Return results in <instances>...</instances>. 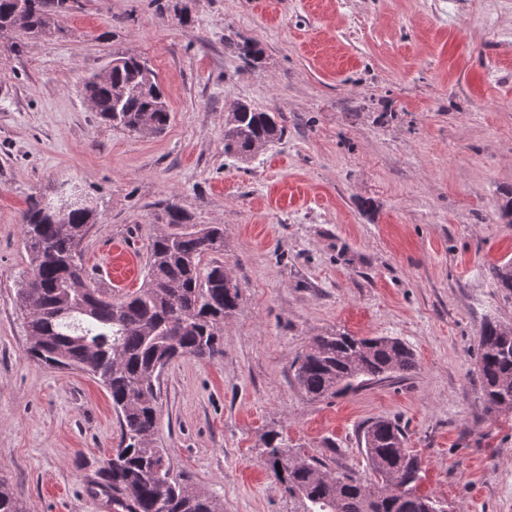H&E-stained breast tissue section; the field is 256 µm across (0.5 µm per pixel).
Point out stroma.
I'll use <instances>...</instances> for the list:
<instances>
[{"instance_id": "obj_1", "label": "stroma", "mask_w": 512, "mask_h": 512, "mask_svg": "<svg viewBox=\"0 0 512 512\" xmlns=\"http://www.w3.org/2000/svg\"><path fill=\"white\" fill-rule=\"evenodd\" d=\"M80 2L23 52L0 32V474L26 512H113L96 483L120 440L112 399L29 357L17 296L22 214L72 186L98 215L83 263L111 265L116 301L141 286L152 238L181 232L169 204L224 227L242 291L224 356L161 376L154 439L190 488L224 512H304L265 433L368 480L362 429L391 418L445 512H512V410L487 411L475 365L484 324L512 327L488 273L512 259V0ZM121 55L157 73L162 134L106 125L79 95ZM236 103L286 127L247 162L224 152ZM338 330L398 339L418 368L310 399L292 362Z\"/></svg>"}]
</instances>
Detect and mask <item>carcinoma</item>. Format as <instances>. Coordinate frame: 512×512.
<instances>
[{"mask_svg":"<svg viewBox=\"0 0 512 512\" xmlns=\"http://www.w3.org/2000/svg\"><path fill=\"white\" fill-rule=\"evenodd\" d=\"M70 0H0V31L13 30L20 52L38 33L49 39L62 32ZM92 111L114 127L138 131L148 121L160 133L171 113L154 70L142 72L140 58L128 56L103 83L87 82ZM285 126L273 112L233 106L224 122V153L241 160L261 141H280ZM59 200L36 198L22 214L28 267L17 294L25 314L32 357L52 368L76 369L106 389L120 423V443L112 468L97 471V485L112 493L116 512H220L215 499L191 489L173 474L165 449L157 447L159 377L173 359L210 361L224 356V319L239 307L238 284L225 281L224 262L202 265L224 253V225L193 224L179 233H161L150 244L147 281L119 301L103 295L85 275L80 245L96 222L93 210L74 204L58 212ZM496 287L512 293V259L489 268ZM294 379L312 399L353 391L378 378L404 377L418 368L402 342L346 332L314 336L293 362ZM481 395L491 412L512 410V328L487 323L476 355ZM406 435L391 419L371 422L362 444L381 486L372 487L352 471L321 469L316 459L293 462L288 440L271 431L264 452L273 477L306 512H440L441 505L418 492V457L400 454ZM0 512H25L8 480L0 476Z\"/></svg>","mask_w":512,"mask_h":512,"instance_id":"cac0c4a2","label":"carcinoma"}]
</instances>
